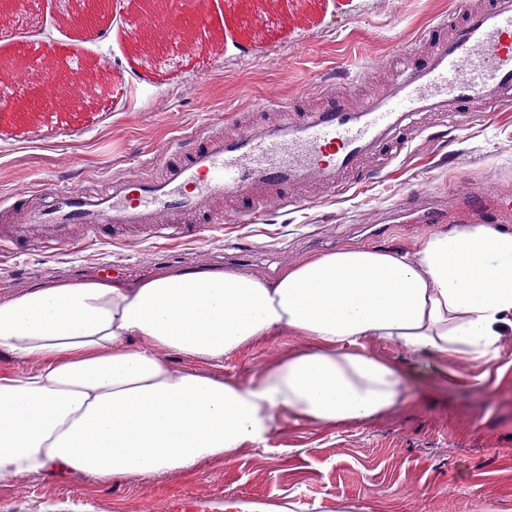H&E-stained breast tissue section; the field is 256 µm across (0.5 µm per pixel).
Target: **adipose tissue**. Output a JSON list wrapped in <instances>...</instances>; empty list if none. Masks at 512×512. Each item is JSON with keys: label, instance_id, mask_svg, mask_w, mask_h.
<instances>
[{"label": "adipose tissue", "instance_id": "obj_1", "mask_svg": "<svg viewBox=\"0 0 512 512\" xmlns=\"http://www.w3.org/2000/svg\"><path fill=\"white\" fill-rule=\"evenodd\" d=\"M283 329L315 339L247 382L173 366L223 361ZM512 331V232L485 225L429 235L414 252L342 250L273 283L235 272L54 284L0 301V479L30 474L178 475L266 441L276 418H372L408 375L367 350L381 339L415 367L497 353Z\"/></svg>", "mask_w": 512, "mask_h": 512}]
</instances>
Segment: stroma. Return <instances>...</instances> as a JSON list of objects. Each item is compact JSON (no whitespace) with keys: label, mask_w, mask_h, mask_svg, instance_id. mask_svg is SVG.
I'll use <instances>...</instances> for the list:
<instances>
[{"label":"stroma","mask_w":512,"mask_h":512,"mask_svg":"<svg viewBox=\"0 0 512 512\" xmlns=\"http://www.w3.org/2000/svg\"><path fill=\"white\" fill-rule=\"evenodd\" d=\"M252 0H203L206 29L221 46L190 62L183 39L139 58L134 25L143 0H121L103 16L100 37L85 38L63 18L76 0H26L0 35V57L41 52L55 77L69 73L71 51L86 67L111 61L107 75L124 88L86 109L46 112L33 104L0 111V200L27 187H96L112 172L161 166L163 148L224 127L233 113L255 111L276 91L296 109L344 94L376 90L386 71L364 75L350 59L394 60L400 50L426 58L447 37L440 20L453 0H271L263 28L250 22ZM425 190L415 210L434 208L438 222L403 223L397 212L408 184ZM483 186L512 198V118L476 116L467 125L428 124L385 168L364 173L335 198L279 210L254 223L204 225L165 263L164 242L109 240L79 251L31 246L0 263L27 276L0 280V299L31 287L74 280L111 263L116 280L137 283L192 268L237 271L273 282L309 256L345 249L412 251L429 235L469 224L457 192ZM312 339L277 331L213 363L170 354L180 368L247 381ZM225 496L237 512H512V346L482 360L448 359L446 376H412L404 400L363 422L322 425L280 415L264 444L232 459L202 463L177 476H125L102 483L79 476L0 481V512H163L172 495Z\"/></svg>","instance_id":"obj_1"}]
</instances>
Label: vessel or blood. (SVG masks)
<instances>
[{"mask_svg":"<svg viewBox=\"0 0 512 512\" xmlns=\"http://www.w3.org/2000/svg\"><path fill=\"white\" fill-rule=\"evenodd\" d=\"M460 10L464 23L425 62H410L401 52L392 80L371 96L301 112L268 97L260 106L276 111V119L254 123L234 115V133L205 132L185 162L164 165L160 176L115 173L102 191L57 186L35 203L17 192L6 208L12 226L0 236V253L22 244L77 249L114 230L175 245L195 232L187 216L210 213L215 199L236 202L243 223L272 208H297L299 189L315 186L331 196L367 162L398 156L414 137L415 116L444 118L511 102L512 0H491L481 10L462 0ZM461 196L484 222L512 221L510 204L483 208L488 189L469 188ZM224 506L220 496L175 495L163 512H224Z\"/></svg>","mask_w":512,"mask_h":512,"instance_id":"vessel-or-blood-1","label":"vessel or blood"}]
</instances>
